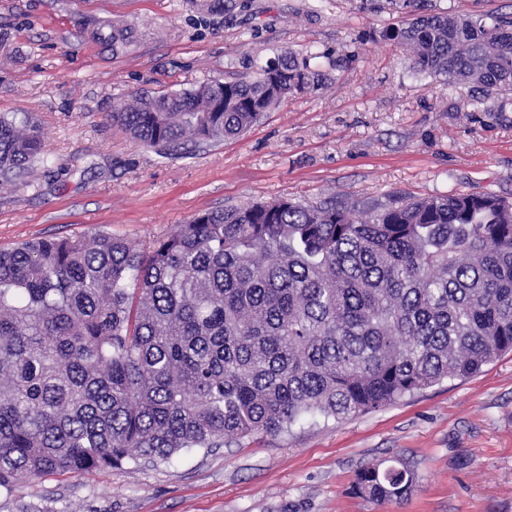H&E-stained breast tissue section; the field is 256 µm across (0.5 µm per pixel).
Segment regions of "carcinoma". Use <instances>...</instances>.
<instances>
[{
  "label": "carcinoma",
  "instance_id": "obj_1",
  "mask_svg": "<svg viewBox=\"0 0 512 512\" xmlns=\"http://www.w3.org/2000/svg\"><path fill=\"white\" fill-rule=\"evenodd\" d=\"M380 31L419 72L512 92V16L417 14ZM312 56L254 76L142 93L112 122L164 156L242 136L313 90ZM47 157L27 116L0 114V184ZM512 351V196H396L354 215L333 202L205 211L144 249L98 233L0 249V491L51 475L167 459L346 419ZM397 461L352 492L399 504Z\"/></svg>",
  "mask_w": 512,
  "mask_h": 512
}]
</instances>
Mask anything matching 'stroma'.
<instances>
[{
	"label": "stroma",
	"mask_w": 512,
	"mask_h": 512,
	"mask_svg": "<svg viewBox=\"0 0 512 512\" xmlns=\"http://www.w3.org/2000/svg\"><path fill=\"white\" fill-rule=\"evenodd\" d=\"M0 0V113H24L48 157L0 188V248L103 232L146 244L199 213L327 199L358 209L452 190L512 195V101L418 72L381 40L390 0ZM133 39L113 47L112 29ZM311 52L324 80L244 135L159 156L110 118L141 92L184 91ZM399 459V504L352 494ZM0 512H512V352L381 409L157 463L32 479Z\"/></svg>",
	"instance_id": "stroma-1"
}]
</instances>
